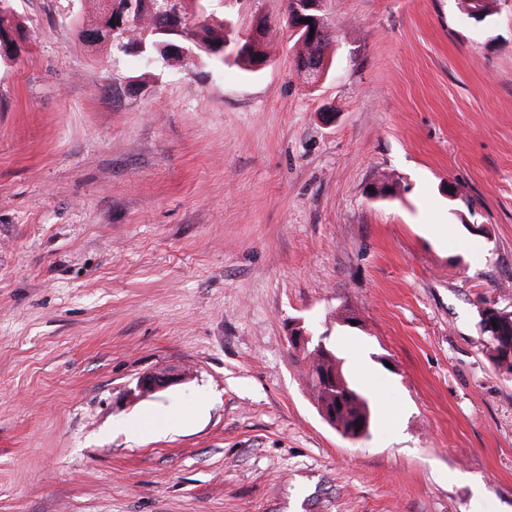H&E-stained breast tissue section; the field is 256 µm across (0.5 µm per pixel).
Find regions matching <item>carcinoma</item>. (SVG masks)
<instances>
[{
	"instance_id": "1",
	"label": "carcinoma",
	"mask_w": 512,
	"mask_h": 512,
	"mask_svg": "<svg viewBox=\"0 0 512 512\" xmlns=\"http://www.w3.org/2000/svg\"><path fill=\"white\" fill-rule=\"evenodd\" d=\"M124 0H98L99 22L78 30V37L88 44H113L110 21L121 9ZM211 0H176L182 17L185 19L183 35L180 41L190 51L208 62H224V48L230 41L237 45L235 62L246 69L263 64L267 58L265 42L262 38L246 37L243 40L231 39L232 25L213 20L208 7ZM160 22L157 14H144L127 28L128 40L142 36L149 28ZM19 24L14 14L0 7V47L8 35L17 30ZM303 32L307 34L304 46L295 58L296 67H306L313 63L326 66L330 61L329 50L332 44L330 26L326 21L305 24ZM313 36H308V33ZM500 335L486 338V348L497 367L512 373V311L501 318ZM307 362V382L314 400L325 409L336 410L334 422L344 432H356L369 428L370 413L367 398L344 374L342 360L336 354L309 353L302 355Z\"/></svg>"
}]
</instances>
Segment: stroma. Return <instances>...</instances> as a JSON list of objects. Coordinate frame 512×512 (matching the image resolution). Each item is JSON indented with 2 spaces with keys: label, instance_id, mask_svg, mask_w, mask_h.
<instances>
[{
  "label": "stroma",
  "instance_id": "stroma-1",
  "mask_svg": "<svg viewBox=\"0 0 512 512\" xmlns=\"http://www.w3.org/2000/svg\"><path fill=\"white\" fill-rule=\"evenodd\" d=\"M0 4V512H512L479 330L512 311V0H324L316 85L286 0L213 6L264 29L253 72L86 45L97 0ZM298 319L362 438L319 414ZM311 27H314L313 37H310ZM330 29L331 27L324 18H322L320 23L318 21L305 23V28L296 39L298 44L301 35L306 33L304 46L302 47V50H299L295 58L296 67L298 70H301L302 66L305 67L302 68V72H304L309 79L315 80L316 82L321 80L325 73L321 72L318 74L306 66L315 62L324 67L326 66V62H328L330 67L329 50L332 44V34ZM326 338L327 336L323 335L313 338V336L308 333L300 323L296 324V327L293 328L290 336L291 344L299 353L308 352L310 347L315 350L328 352ZM331 353H313L303 354L302 360L307 361V382L311 394L317 404H323L325 409L336 410V418L331 419L323 407L320 408L322 418L333 426L336 424L343 428L344 433L349 431L356 432L362 428H369L370 413L367 398L355 386V384L344 374L342 369V360L339 358L333 348H329ZM337 375L341 381H345L347 389L336 391L335 387H329L324 383H318L323 375ZM344 394L341 403L337 404V395ZM336 422V424L333 422ZM178 380V375L165 371L151 376L139 378L134 392L138 390L141 394L156 392L172 385Z\"/></svg>",
  "mask_w": 512,
  "mask_h": 512
}]
</instances>
